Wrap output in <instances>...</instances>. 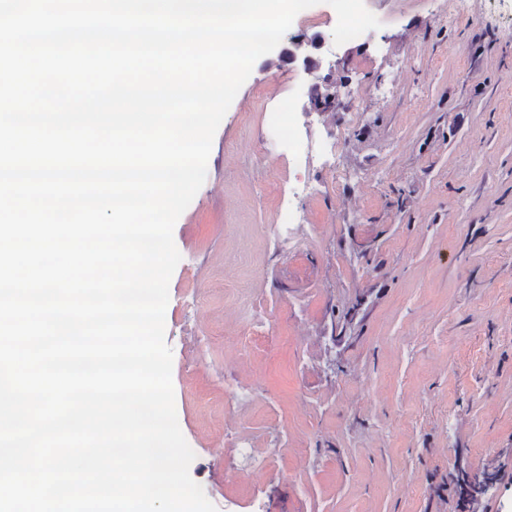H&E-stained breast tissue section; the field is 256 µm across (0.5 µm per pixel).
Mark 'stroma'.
Segmentation results:
<instances>
[{"mask_svg":"<svg viewBox=\"0 0 512 512\" xmlns=\"http://www.w3.org/2000/svg\"><path fill=\"white\" fill-rule=\"evenodd\" d=\"M335 45L307 8L254 64L177 220L165 340L190 475L217 512H512V0H364ZM321 36L304 74L295 38ZM361 91L360 116L312 87ZM346 142L347 176L277 137ZM308 230L272 226L296 181Z\"/></svg>","mask_w":512,"mask_h":512,"instance_id":"stroma-1","label":"stroma"}]
</instances>
